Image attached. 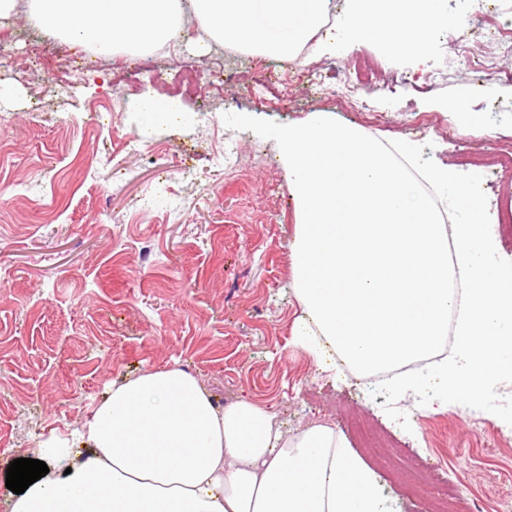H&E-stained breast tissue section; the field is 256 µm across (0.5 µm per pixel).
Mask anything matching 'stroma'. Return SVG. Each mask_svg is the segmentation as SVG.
<instances>
[{
  "label": "stroma",
  "instance_id": "stroma-1",
  "mask_svg": "<svg viewBox=\"0 0 512 512\" xmlns=\"http://www.w3.org/2000/svg\"><path fill=\"white\" fill-rule=\"evenodd\" d=\"M29 0L0 23L12 59L0 83L17 90L0 102V512H8L6 470L36 458L40 442L69 435L113 384L148 368H185L225 407L248 400L295 433L312 422L367 419L396 445L440 459L441 480L424 481L412 504L390 489L394 448L353 451L385 488L391 512H421L441 481L465 484L475 512H505L512 502V431L494 414L452 403L421 406L402 396L409 428L384 411L348 367L327 370L299 346L302 305L294 290L293 245L298 217L274 140L228 128L223 116L243 114L281 124L315 112L359 127L370 137L422 145L423 158L483 177L490 202L512 206V164L498 144L512 143V83H475L453 63L447 29L429 43L425 68L440 77L426 92L399 88L386 102L381 85L411 70L407 56H386L366 42L344 56L309 52L308 69L339 74L370 65L376 76L362 93L376 104L356 112L335 80L316 87L295 79L257 104L250 73L223 82L220 48L199 55L172 47L151 71L129 77L122 55L68 57L73 42L28 27ZM66 81V99L52 88ZM179 98L187 124L140 130L137 97ZM453 128L465 151L442 135ZM139 134L143 151L123 154ZM236 140L235 170L216 155ZM155 207L138 211L146 185Z\"/></svg>",
  "mask_w": 512,
  "mask_h": 512
}]
</instances>
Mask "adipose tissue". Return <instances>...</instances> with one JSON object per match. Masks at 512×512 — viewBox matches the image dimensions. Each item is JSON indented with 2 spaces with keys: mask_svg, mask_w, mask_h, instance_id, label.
<instances>
[{
  "mask_svg": "<svg viewBox=\"0 0 512 512\" xmlns=\"http://www.w3.org/2000/svg\"><path fill=\"white\" fill-rule=\"evenodd\" d=\"M328 0H30L29 27L53 28L95 53L155 51L182 43L183 17L205 32L193 48L230 44L272 58L293 53L319 27ZM439 0H345L341 34L325 50L369 41L425 57L445 24ZM144 123L186 122L174 98L144 96ZM68 440L43 441L48 474L12 495L10 512H388L378 477L328 424L287 436L260 406L218 407L180 367L113 385Z\"/></svg>",
  "mask_w": 512,
  "mask_h": 512,
  "instance_id": "adipose-tissue-1",
  "label": "adipose tissue"
}]
</instances>
